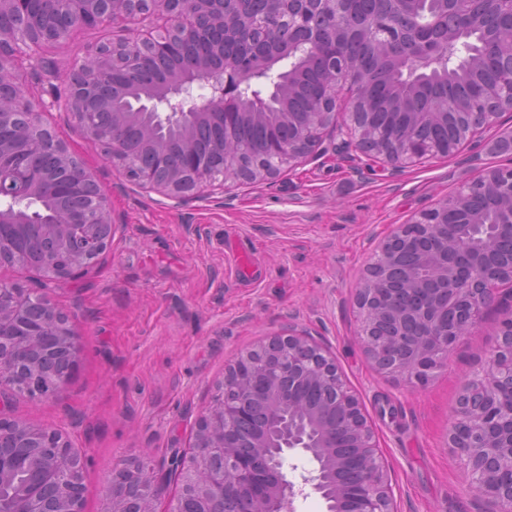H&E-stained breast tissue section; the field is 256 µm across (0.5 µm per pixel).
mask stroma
Instances as JSON below:
<instances>
[{"label": "stroma", "instance_id": "obj_1", "mask_svg": "<svg viewBox=\"0 0 512 512\" xmlns=\"http://www.w3.org/2000/svg\"><path fill=\"white\" fill-rule=\"evenodd\" d=\"M109 26L44 49L57 78L97 45L125 37ZM49 122L104 187L112 245L97 264L51 297L72 317L80 354L62 391L40 399L1 396L0 416L60 430L84 458L83 512H105L113 467L149 458L168 512L172 450L190 452L200 415L219 393L226 365L282 326L326 347L361 401L382 455L394 512H492L448 446L466 375L486 366L512 316V290L452 346L425 382L379 372L359 341L354 296L363 270L394 225L409 222L485 169L512 165V112L450 157L397 172L372 167L336 136L272 180L229 182L184 199L127 181L74 119Z\"/></svg>", "mask_w": 512, "mask_h": 512}]
</instances>
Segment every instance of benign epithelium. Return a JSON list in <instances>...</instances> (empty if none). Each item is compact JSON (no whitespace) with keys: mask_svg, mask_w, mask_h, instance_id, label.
<instances>
[{"mask_svg":"<svg viewBox=\"0 0 512 512\" xmlns=\"http://www.w3.org/2000/svg\"><path fill=\"white\" fill-rule=\"evenodd\" d=\"M0 0V267L25 264L44 273V288H59L75 272L96 263L112 242L114 225L106 191L83 158L45 122L53 109H65L83 134L102 146L103 158L122 168L144 189L172 196L201 190L224 191L229 179L260 181L276 177L309 154L333 127L340 93L346 105L356 151L396 170L419 155L414 134L454 118L461 139L492 125L498 113L512 111V41L501 60L509 76L480 97L435 103L428 112L410 111L404 125L370 130L373 110L393 102L369 101L367 74L345 57L327 70L322 96L303 114L287 109L299 88L292 62L315 52L323 37L345 43L356 33L347 0H284L274 22L251 21L231 7L233 0ZM424 0H400V8L373 20L375 46L383 57L408 38L407 16ZM303 41L296 30L308 16ZM164 18L93 50L66 74L63 92L49 99L31 92L18 66L33 69L35 51L75 32L117 21ZM246 25L279 48L283 67L259 60L243 71L224 58V43L210 54L185 58L168 69L150 92L124 104L126 95L103 93L99 77L132 72L144 56L167 58L181 43L213 29ZM421 60L399 57L392 71L419 77ZM279 105L275 125L288 137L273 136L244 147L230 132L269 121L270 104ZM183 134L181 160H168L167 130ZM476 190L498 195L503 224L473 248L448 239V210L466 216L469 226H484L468 211ZM67 198L73 205L52 215L28 216L43 200ZM512 233V168H489L464 183L449 198L406 224H397L379 244L356 291L359 341L366 357L391 375L424 379L445 359L456 340L480 319L498 290L512 287V250L502 249L497 233ZM438 284L421 307L401 311L398 294L425 282ZM489 365L464 383L448 428L453 448L471 475L474 489L495 512H512V317L498 332ZM80 347L70 317L37 290L0 280V368L23 373L24 387L36 398L62 390L69 382ZM294 381L316 383L325 406L311 407L297 396L294 422L282 413L281 393ZM470 427L462 434L458 422ZM359 461L355 475L338 436ZM34 448L42 467L20 452ZM84 462L57 430L0 418V481L23 471L26 482L14 512H82ZM181 492L192 494L196 512H295L294 500L314 492L326 512H392L389 487L373 431L362 403L346 386L334 359L308 334L288 327L231 363L220 394L203 412L194 452L171 459ZM149 469L132 459L113 469L104 488L112 512H154L146 496Z\"/></svg>","mask_w":512,"mask_h":512,"instance_id":"7a95c632","label":"benign epithelium"}]
</instances>
